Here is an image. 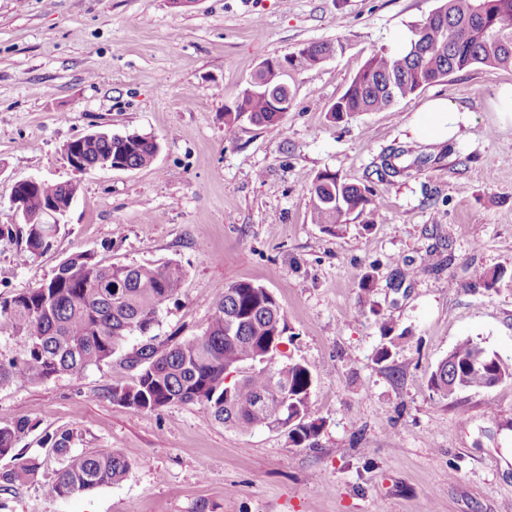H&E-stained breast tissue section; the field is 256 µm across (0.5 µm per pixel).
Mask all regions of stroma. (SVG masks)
<instances>
[{"label": "stroma", "instance_id": "stroma-1", "mask_svg": "<svg viewBox=\"0 0 512 512\" xmlns=\"http://www.w3.org/2000/svg\"><path fill=\"white\" fill-rule=\"evenodd\" d=\"M437 4L0 0V226L15 221L16 181L79 185L44 253L0 233V299L77 253L175 263L186 281L152 331L163 344L201 335L225 288L253 280L285 311L279 360L312 370L321 425L309 448L281 428L241 433L196 404L120 406L110 389L133 372L116 359L0 385V426L27 418L17 450L42 461L34 479L0 490V512H512V379L447 400L430 386L466 338L512 365V284L476 283L512 271V124L494 108L512 69L475 66L387 110L327 117L368 57L403 50ZM317 41L342 49L293 78L284 133L225 126L263 59ZM436 98L467 122L450 140L417 141L410 124ZM100 129L154 136L161 150L146 168L73 172L64 145ZM399 146L405 173L379 179L383 152ZM327 169L372 192L381 218L370 230L354 222L336 237L311 223L309 188ZM64 430L73 452L125 455V479L45 494L61 461L43 437Z\"/></svg>", "mask_w": 512, "mask_h": 512}]
</instances>
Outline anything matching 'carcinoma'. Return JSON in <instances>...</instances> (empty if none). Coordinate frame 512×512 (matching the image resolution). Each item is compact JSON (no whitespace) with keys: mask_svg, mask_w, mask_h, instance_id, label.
Instances as JSON below:
<instances>
[{"mask_svg":"<svg viewBox=\"0 0 512 512\" xmlns=\"http://www.w3.org/2000/svg\"><path fill=\"white\" fill-rule=\"evenodd\" d=\"M337 52L332 42H314L299 66L310 70ZM512 68V0H438V6L416 25L408 46L399 53H373L353 75L345 92L328 108L340 122L362 112L390 108L397 100L473 66ZM286 95L275 75L257 67L247 86L224 112V124L249 123L285 133L282 119L270 112V97ZM94 168L112 159L130 170L150 165L159 151L152 136L100 133L92 143L65 146ZM79 185L40 182L21 189L25 213L44 223L25 224L18 232L31 254L49 248L58 225L48 209L65 210ZM310 217L333 236L346 231L350 218L367 230L379 213L366 189L343 181L337 173H319L310 188ZM185 288L183 270L175 264L103 265L90 254L64 259L54 275L35 288L0 300V326L24 340L19 358L0 360V384H32L61 374L79 375L120 356L136 371L134 378L112 386V401L137 411L156 412L175 404H197L206 417L241 433L285 428L296 445L315 444L320 424L311 416L314 386L311 369L299 362L278 364L276 345L287 331L284 311L267 288L249 279L224 289L211 321L199 336L175 339L162 348L149 333L163 304ZM142 342L122 353L126 338ZM480 343H457L431 375V387L443 399L456 391L489 387L497 370L495 354L479 353ZM242 377L225 383L231 372ZM30 422L18 418L0 427V458L17 463L0 470V487L36 476L42 462L15 453ZM73 433H48L43 442L62 459L46 492L59 498L122 481L128 459L110 449L72 452Z\"/></svg>","mask_w":512,"mask_h":512,"instance_id":"carcinoma-1","label":"carcinoma"}]
</instances>
